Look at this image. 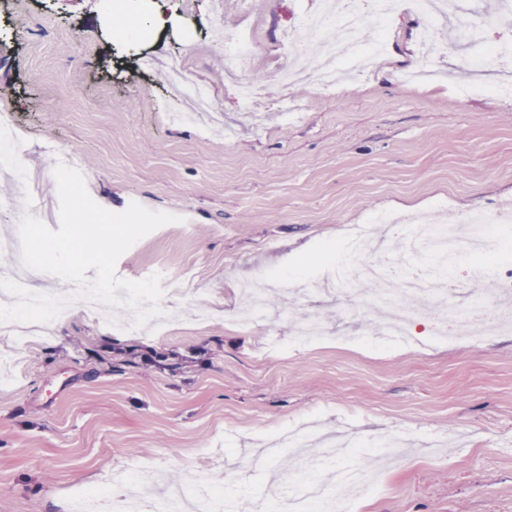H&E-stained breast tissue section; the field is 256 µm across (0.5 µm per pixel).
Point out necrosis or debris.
<instances>
[{"label": "necrosis or debris", "mask_w": 512, "mask_h": 512, "mask_svg": "<svg viewBox=\"0 0 512 512\" xmlns=\"http://www.w3.org/2000/svg\"><path fill=\"white\" fill-rule=\"evenodd\" d=\"M401 6L421 15L430 10L429 0H374L373 11L368 14L363 0H346L340 9L329 2L322 11L301 14L293 32L280 43L281 62L274 72V83L284 90L291 83L312 79L319 87L335 88L334 72L326 66L313 68L311 59L315 56L329 60L341 55L353 71L371 72L384 52L385 42L379 39L363 46V24L371 22L379 32H386L392 15ZM212 20L209 35L224 46L226 71L236 80L241 99L251 101L257 88L248 80L246 72L262 43L261 34L254 27L226 32L220 0H214ZM165 65L173 98L191 102L195 111H212L210 94L200 80L175 57H167ZM511 223L512 212L501 209L464 216L457 225L432 224L419 219L412 226L409 259L405 262L370 254V229L361 227L351 238V249L336 265V285L347 294L353 312L365 308L379 312L382 328L391 336L408 335L418 312L415 300L422 296L444 304V315L433 326L435 335L452 342L492 335L502 326L512 327V310L501 304L508 287L512 286V273L488 280L470 307L460 310L441 279L413 268L412 263L425 253L445 255L458 250L482 253L488 246L489 229ZM291 483L289 494L275 499L269 512H343L347 504L374 486L370 473L352 478L340 469L334 470L326 480L313 472H302L294 475ZM226 499V493L215 488L209 477L191 472L180 489L151 500L146 509L147 512H181L186 507L190 512H224Z\"/></svg>", "instance_id": "1"}]
</instances>
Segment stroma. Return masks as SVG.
Segmentation results:
<instances>
[{
    "instance_id": "35a3bbf8",
    "label": "stroma",
    "mask_w": 512,
    "mask_h": 512,
    "mask_svg": "<svg viewBox=\"0 0 512 512\" xmlns=\"http://www.w3.org/2000/svg\"><path fill=\"white\" fill-rule=\"evenodd\" d=\"M113 0H0V109L22 131L20 171L0 168V277L16 272L13 239L25 211L23 176L59 227L53 168L78 155L87 190L104 208L136 202L178 215L118 260L126 280L163 278L169 322L122 340L90 314L62 323L51 347L0 334V512H66L70 496L104 478L153 469L157 493L205 468L231 479L250 512H265V471L286 480V455L257 446L313 424L316 444L346 442L345 456L374 463L371 445L406 437L395 461L352 512H512V331L451 343L417 315L411 336L378 334V315L349 314L330 288L340 236L370 216L452 222L512 205V93L466 85L512 82L497 62L471 67L489 45L512 55V27L491 19L465 44H449L458 13L436 10L429 60L438 79L413 84L422 19L398 10L386 52L368 79L322 95L298 84L305 109L279 110L271 84L281 37L319 0H258L250 15L228 7L230 29L260 24L250 77L266 93L245 108L225 83L224 47L207 39L211 0H125L129 13L164 16L165 28L113 35ZM138 52L176 55L210 87L223 131L209 116L165 122L163 70H138ZM272 275L319 280L308 299L280 287L257 327L234 317L238 284ZM220 316L193 319L195 306ZM321 318L324 334L296 340L285 312Z\"/></svg>"
}]
</instances>
